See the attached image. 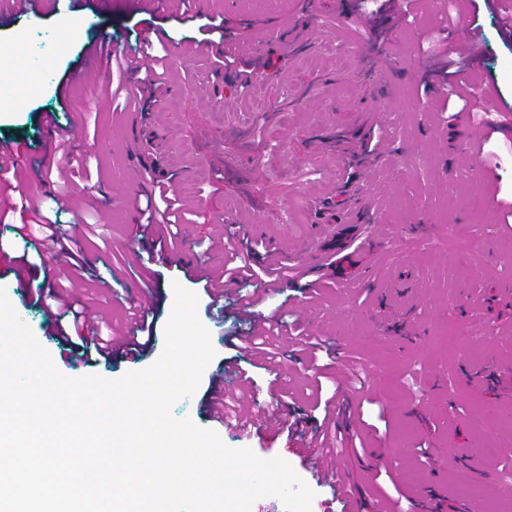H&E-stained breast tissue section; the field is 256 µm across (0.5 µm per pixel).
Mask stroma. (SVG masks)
Wrapping results in <instances>:
<instances>
[{"label": "stroma", "instance_id": "obj_1", "mask_svg": "<svg viewBox=\"0 0 512 512\" xmlns=\"http://www.w3.org/2000/svg\"><path fill=\"white\" fill-rule=\"evenodd\" d=\"M366 0H192L189 12L163 4L143 13L132 0H44L17 12L0 0V44L15 45L0 72L9 98L0 104V140H12L33 168L23 178L5 169L4 203L26 202V214L0 221V287L65 376L120 378L161 355L174 285L195 293L214 358L198 388L172 413L215 431L234 449L281 457L314 493L310 512H342L331 487L307 464L295 421L314 415L329 436H342L335 469L355 487V512H376L388 494L393 512H469L477 488L512 474V225L501 205L512 200V125L499 127L496 167L475 153L478 132L468 114L437 109L440 45L429 42L448 0H423L411 15H370ZM499 0H466L458 33L477 31L476 71L493 79L492 109L512 108V47L499 24ZM224 25L203 43V27ZM301 34L293 49L279 32ZM110 33L117 50L160 39V81L130 74L107 95L104 75L92 86L66 85L83 62V46ZM53 46L41 83L15 79L25 43ZM249 62L224 68V49ZM59 124L47 129L41 115ZM70 142L87 170L72 172L70 209L56 213L44 180L66 169L58 148ZM164 181L188 201L174 240L146 238L137 206ZM56 213L61 233L83 217L94 234L73 250L85 260L77 295L100 311L101 334L127 333L129 307L145 306L153 323L142 358L86 365L55 337L54 315L36 304L60 283L51 255L24 251L14 232L37 213ZM358 213L351 283L337 278L324 253L332 225ZM227 232L237 246L255 242L254 267L272 261L289 276L273 287L230 283L223 298L188 273L222 264L213 240ZM32 264L24 279L14 260ZM410 283L392 299L394 279ZM255 296L256 315L280 320L279 386L254 367L235 338L247 325L241 297ZM249 376L256 415L277 414L273 428L240 430L213 421L206 401L213 380L232 393ZM323 384L326 409L306 389ZM426 442V462L412 461ZM397 482L367 488L375 469Z\"/></svg>", "mask_w": 512, "mask_h": 512}]
</instances>
